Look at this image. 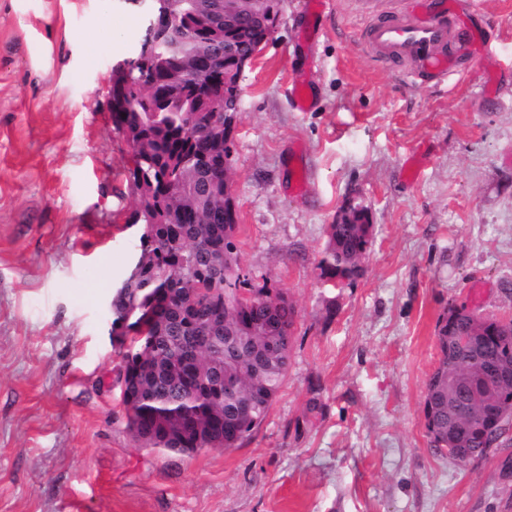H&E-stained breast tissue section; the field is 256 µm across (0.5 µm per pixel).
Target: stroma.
<instances>
[{"mask_svg": "<svg viewBox=\"0 0 512 512\" xmlns=\"http://www.w3.org/2000/svg\"><path fill=\"white\" fill-rule=\"evenodd\" d=\"M368 7L332 0L315 37L305 0H283L244 70L240 255L295 303L296 339L252 436L182 456L127 431L105 308L141 233L107 94L142 16L0 0V512H512V433L462 465L423 417L444 310L512 318V0H485L493 55L448 86L376 69L354 37ZM355 207L373 241L339 290L316 266Z\"/></svg>", "mask_w": 512, "mask_h": 512, "instance_id": "1", "label": "stroma"}]
</instances>
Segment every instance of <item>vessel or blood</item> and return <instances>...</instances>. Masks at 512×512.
Masks as SVG:
<instances>
[{
	"mask_svg": "<svg viewBox=\"0 0 512 512\" xmlns=\"http://www.w3.org/2000/svg\"><path fill=\"white\" fill-rule=\"evenodd\" d=\"M483 0H451L447 10L427 12L417 0H390L386 17L365 24L360 41L370 61L385 71H401L413 85H442L467 69L482 50L463 18L481 11Z\"/></svg>",
	"mask_w": 512,
	"mask_h": 512,
	"instance_id": "obj_1",
	"label": "vessel or blood"
}]
</instances>
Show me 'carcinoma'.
<instances>
[{
	"instance_id": "obj_1",
	"label": "carcinoma",
	"mask_w": 512,
	"mask_h": 512,
	"mask_svg": "<svg viewBox=\"0 0 512 512\" xmlns=\"http://www.w3.org/2000/svg\"><path fill=\"white\" fill-rule=\"evenodd\" d=\"M282 0H253L213 51L240 70L266 35ZM200 0H178L182 35L160 51L172 61L198 49ZM139 68L126 78L127 109L110 112L133 152L129 180L134 223L143 225L129 276L112 295V346L120 363L126 428L141 448L191 454L238 448L267 417L288 371L297 310L288 294L259 283L241 266L240 225L224 222V160L233 143L215 131L206 111L211 88L193 74L168 96L144 93ZM323 281L350 285L373 239L366 210L326 228ZM247 292L250 298L241 299ZM473 320L449 307L436 324L440 353L424 398L429 447L486 455L509 429L499 404L512 399V378L488 384L485 366L512 367V321L487 318L471 349L448 344ZM464 409L448 429V408Z\"/></svg>"
}]
</instances>
